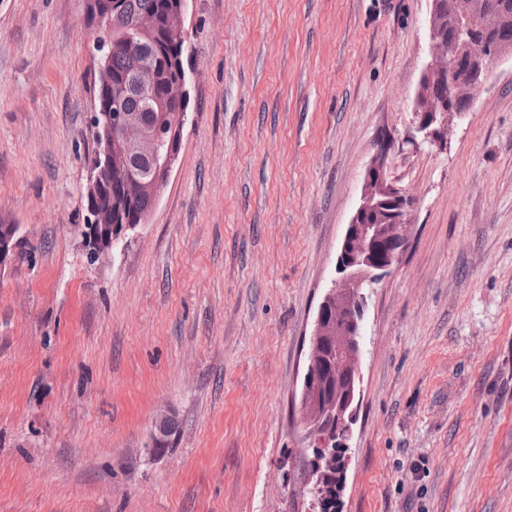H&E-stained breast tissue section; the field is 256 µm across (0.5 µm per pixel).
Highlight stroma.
Segmentation results:
<instances>
[{"mask_svg": "<svg viewBox=\"0 0 512 512\" xmlns=\"http://www.w3.org/2000/svg\"><path fill=\"white\" fill-rule=\"evenodd\" d=\"M85 3L0 0L25 250L0 270V512H301L312 322L384 134L413 230L366 291L340 512H512V54L440 151L412 114L428 0H188L179 161L91 264Z\"/></svg>", "mask_w": 512, "mask_h": 512, "instance_id": "1", "label": "stroma"}]
</instances>
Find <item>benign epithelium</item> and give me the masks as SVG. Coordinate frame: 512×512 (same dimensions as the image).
I'll list each match as a JSON object with an SVG mask.
<instances>
[{
	"instance_id": "7a95c632",
	"label": "benign epithelium",
	"mask_w": 512,
	"mask_h": 512,
	"mask_svg": "<svg viewBox=\"0 0 512 512\" xmlns=\"http://www.w3.org/2000/svg\"><path fill=\"white\" fill-rule=\"evenodd\" d=\"M187 0L166 4L164 52L182 60L188 38L184 15ZM428 54L419 81L413 110L417 129L424 139L439 150L448 148V128L461 112L457 103L465 99L473 105L484 87L487 68L484 60L498 61L512 52V45L489 35L500 30L504 20L491 10L479 11L474 0L452 17L453 37L444 27L442 0H429ZM112 0L93 4L94 23L99 37L94 49L99 55V87L109 89L110 42L100 38L107 33ZM158 21L152 15L140 17L128 36L154 32ZM189 100L184 68L170 83L166 98L156 101L154 124L137 114L112 111L95 113L92 133L97 138V164L91 170L87 199L92 203L91 221L83 238L89 261L100 259L98 244L115 245L133 224L103 221L104 209L97 205L112 175H120L127 185H140L139 173L125 164L133 153H144L152 164L148 181L154 197L167 184L176 167L186 124ZM380 148L363 177L359 202L346 225L336 258V278L325 293L313 322L296 422L298 440L304 448H317L320 456L309 459L304 482L314 491L305 512H321L325 491L322 461L336 459L347 470L348 458L337 452L349 447L357 422L360 400L362 320L366 303L365 289L382 281L396 268L407 250L413 224L410 222L412 198L388 179ZM20 248L19 239L9 230L0 232V268L10 265Z\"/></svg>"
}]
</instances>
